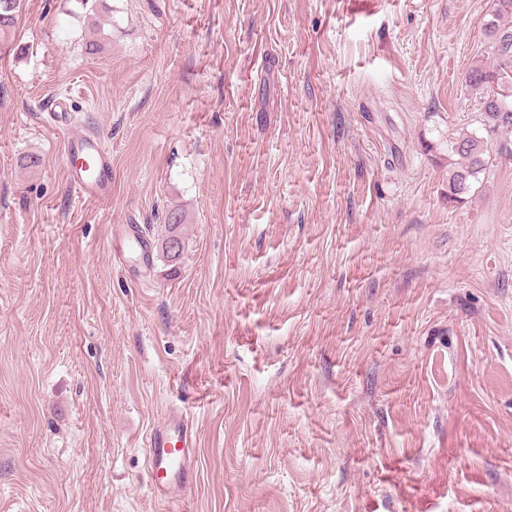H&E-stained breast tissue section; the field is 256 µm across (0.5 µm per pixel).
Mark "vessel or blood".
Returning a JSON list of instances; mask_svg holds the SVG:
<instances>
[{
	"label": "vessel or blood",
	"instance_id": "b4317fda",
	"mask_svg": "<svg viewBox=\"0 0 512 512\" xmlns=\"http://www.w3.org/2000/svg\"><path fill=\"white\" fill-rule=\"evenodd\" d=\"M66 150L77 163L70 170L75 191L84 198L102 200L112 194V156L104 143L91 135L69 134ZM121 242L135 252L142 264H149L151 247L138 225L115 227ZM144 448L148 478L155 499L167 502L191 489L196 469V438L192 423L172 412L150 429Z\"/></svg>",
	"mask_w": 512,
	"mask_h": 512
}]
</instances>
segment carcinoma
Returning <instances> with one entry per match:
<instances>
[{"instance_id": "obj_1", "label": "carcinoma", "mask_w": 512, "mask_h": 512, "mask_svg": "<svg viewBox=\"0 0 512 512\" xmlns=\"http://www.w3.org/2000/svg\"><path fill=\"white\" fill-rule=\"evenodd\" d=\"M496 9L484 27L487 60L474 64L466 74V84L480 94L483 126L512 131V0H495ZM24 0H0V48L15 35ZM450 152L459 157L448 163V202L462 203L474 191L479 174L488 167L490 155L484 137L472 131L449 141ZM168 231L162 239L163 254L171 240L185 249L181 226L186 221L180 208L166 211Z\"/></svg>"}]
</instances>
